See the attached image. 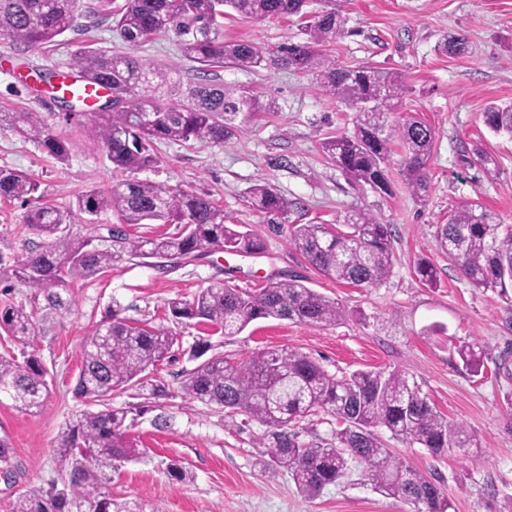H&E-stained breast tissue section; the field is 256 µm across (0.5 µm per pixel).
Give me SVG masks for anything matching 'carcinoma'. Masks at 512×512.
<instances>
[{
	"label": "carcinoma",
	"mask_w": 512,
	"mask_h": 512,
	"mask_svg": "<svg viewBox=\"0 0 512 512\" xmlns=\"http://www.w3.org/2000/svg\"><path fill=\"white\" fill-rule=\"evenodd\" d=\"M100 11L112 19V31L135 47L172 28L191 37L181 43L186 59L200 64L195 81L173 83L169 69L134 56H113L85 46L73 55L80 81L112 90V105L94 113L91 133L117 172H132L155 163L156 141L222 144L266 110L257 92L221 81L218 69L229 64L241 70L291 69L316 73L322 89L355 109L354 132L328 138L323 152L353 184L390 193L387 167L394 146L402 152L407 184L426 191V164L434 142L433 129L413 116L389 120L406 92L397 73L372 65L344 68L322 53V47L343 33L336 8L321 11L310 22L304 42L265 49L251 42H226L220 19L230 9L239 15L266 20L303 16L307 0H125L112 10V0H98ZM78 0H0V35L27 48L42 46L73 29ZM438 49L445 55L467 51L462 33L447 36ZM141 112L154 113L143 122ZM487 127L512 137V104L491 105L483 113ZM15 128L53 158L63 161L69 143L54 134L37 112L0 114V123ZM39 182L27 174L0 170V196L27 202ZM251 204L272 216L270 223L288 218L294 203L268 184L249 191ZM109 209L117 222L98 232L96 217ZM175 224L177 232L152 238L132 237L125 226ZM25 224L45 238L39 250L15 262L12 275L48 305L67 309L62 294L81 279L106 272L125 258L197 259L224 248L254 254L263 241L229 223L210 195L149 181L124 179L108 194L89 191L76 205L61 210L38 206L27 211ZM70 224H88L92 231L73 236ZM344 229L325 224H293L289 238L304 259L322 275L361 288L381 285L395 261L392 227L366 210L345 214ZM436 246L477 288H512V229L492 221L478 203L461 206L436 225ZM419 281L437 284L433 264L420 258L415 264ZM172 318L203 322L232 336L258 319H287L296 323L332 326L343 310L297 279L280 280L257 292L236 288H205L190 300L167 303ZM35 311L23 304L0 307V330L28 346L35 335ZM177 342L167 329L130 322L112 314L84 337L82 363L75 393L98 406L81 414L60 442V461L66 471L63 487L20 495L10 512H144L143 505L119 501L105 491V471L134 461L141 451L126 439L129 410L110 404L112 392L148 390L158 397L165 387L148 379L149 367L165 359ZM210 345L197 344L199 363L184 375L180 394L186 401L216 405L240 413L265 427L264 465L286 471L297 490L315 496L351 472L352 464L366 466L375 488L385 496L410 504L414 512H451L437 473L403 463L375 430L418 444L439 456L450 448H467L474 440L466 430L442 415L421 393L408 373L356 371L348 376L329 374L309 356L281 349L263 351L231 363L221 354L207 355ZM462 361L476 367L484 356L476 344L459 350ZM45 369L33 353L18 360L0 356V396L20 411L38 409L48 395ZM323 413L343 428L323 444L298 441L296 428L308 417Z\"/></svg>",
	"instance_id": "carcinoma-1"
}]
</instances>
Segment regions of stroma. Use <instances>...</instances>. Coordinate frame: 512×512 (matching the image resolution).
<instances>
[{"label":"stroma","mask_w":512,"mask_h":512,"mask_svg":"<svg viewBox=\"0 0 512 512\" xmlns=\"http://www.w3.org/2000/svg\"><path fill=\"white\" fill-rule=\"evenodd\" d=\"M345 33L327 52L342 67L370 64L397 72L407 87L397 115L413 113L434 131L427 189L417 197L399 159H392V193L355 189L329 160L321 144L352 132L355 113L339 97L323 92L315 75L285 69H221L227 83L256 89L271 112L243 126L221 145L154 143L156 162L136 172L141 181L210 193L232 222L264 242L252 255L214 251L170 268L151 258L125 259L106 273L77 281L69 310L48 307L43 297L12 275L17 259L43 243L25 224L27 207L0 198V304L22 303L36 311L33 351L47 372L50 394L33 412L0 400V438L12 448L11 481L0 478V512L19 494L62 485L58 445L89 403L75 397L82 342L111 313L149 322L177 336L172 359L153 376L167 389L155 399L133 390L114 391L115 407L129 408L127 438L143 451L139 461L111 473L113 498L138 502L147 512H412L398 498L381 496L363 466L319 495L300 494L287 473L265 471L257 459L264 432L244 415L199 402H185L178 389L196 365L192 350L207 342L211 352L243 361L254 353L288 348L317 360L341 377L358 370H401L413 376L436 408L475 438L472 448L440 456L382 432L385 445L414 468L438 472L454 512H500L512 499V330L504 325L507 305L495 291L474 287L436 247L434 231L449 212L481 204L495 223L512 225V138L491 132L482 114L491 104L512 103V0H336ZM304 18L252 20L225 15V41L266 48L305 38ZM465 33V54L444 55V36ZM175 33L130 47L117 39L97 0H80L76 23L58 41L25 48L0 36V113L37 112L70 144L58 162L36 143L0 124V169L23 171L40 184V202L74 205L88 191L109 192L117 179L104 149L91 134V115L67 118L58 94L32 82L45 69L67 70L83 45L117 56L134 55L166 64L174 80H192L195 65L180 52ZM492 154L486 172L472 160L473 147ZM271 185L292 201L289 224L336 227L348 210L361 208L392 224L396 262L376 288H356L323 276L290 243L287 227L267 223L248 201L257 183ZM435 266L438 283L427 287L414 272L419 257ZM302 277L343 309L336 325L320 327L259 319L234 336L196 322L178 323L169 299L191 298L224 285L253 291L290 276ZM485 352L479 369L466 367L457 350L467 343ZM164 414L167 425L154 419ZM185 471L171 475L170 466Z\"/></svg>","instance_id":"1"}]
</instances>
